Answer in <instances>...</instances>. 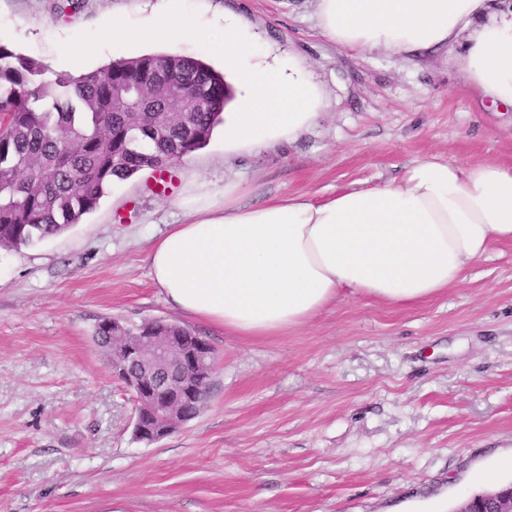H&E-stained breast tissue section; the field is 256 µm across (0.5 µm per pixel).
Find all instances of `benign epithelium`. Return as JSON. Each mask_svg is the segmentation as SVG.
I'll return each mask as SVG.
<instances>
[{"label":"benign epithelium","mask_w":512,"mask_h":512,"mask_svg":"<svg viewBox=\"0 0 512 512\" xmlns=\"http://www.w3.org/2000/svg\"><path fill=\"white\" fill-rule=\"evenodd\" d=\"M112 341L113 375L132 384L137 402L154 421L149 429L136 417L142 437H165L183 424L186 405L206 399L215 350L202 337L171 336L167 321L156 319L146 322L140 335L114 336ZM458 512H512V484L464 502Z\"/></svg>","instance_id":"obj_1"}]
</instances>
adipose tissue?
<instances>
[{"label": "adipose tissue", "instance_id": "1", "mask_svg": "<svg viewBox=\"0 0 512 512\" xmlns=\"http://www.w3.org/2000/svg\"><path fill=\"white\" fill-rule=\"evenodd\" d=\"M321 35L352 51L459 52L480 97L512 107V5L494 0H317ZM242 21L209 46L239 95L224 137L262 146L297 139L320 116L311 86L253 64ZM183 0H166L144 30L195 35ZM149 249L153 281L177 311L233 336H281L328 307L369 297L396 307L431 300L464 278L493 243L512 240V168L429 157L400 178L316 203L302 196L244 206L224 186L190 198Z\"/></svg>", "mask_w": 512, "mask_h": 512}]
</instances>
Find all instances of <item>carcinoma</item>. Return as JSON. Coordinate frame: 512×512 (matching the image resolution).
Listing matches in <instances>:
<instances>
[{"instance_id":"1","label":"carcinoma","mask_w":512,"mask_h":512,"mask_svg":"<svg viewBox=\"0 0 512 512\" xmlns=\"http://www.w3.org/2000/svg\"><path fill=\"white\" fill-rule=\"evenodd\" d=\"M232 97L224 74L177 54L48 78L0 45V248L79 223L115 181L169 172L208 143Z\"/></svg>"}]
</instances>
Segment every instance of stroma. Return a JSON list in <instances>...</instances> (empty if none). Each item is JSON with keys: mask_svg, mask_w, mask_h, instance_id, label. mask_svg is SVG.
I'll list each match as a JSON object with an SVG mask.
<instances>
[{"mask_svg": "<svg viewBox=\"0 0 512 512\" xmlns=\"http://www.w3.org/2000/svg\"><path fill=\"white\" fill-rule=\"evenodd\" d=\"M0 0V45L50 69L93 71L119 58L176 53L214 68L201 40L117 46L163 0ZM208 31L245 23L259 63L292 65L322 103L302 137L262 148L209 143L172 169L110 185L63 233L0 249V512H452L512 471V242L493 245L462 282L411 307L342 302L283 336L242 339L169 306L150 243L201 187L236 183L240 204L402 175L439 156L512 167V108L470 87L456 58L357 53L323 38L316 0H186ZM74 56L61 51L72 43ZM105 317L189 327L217 353L207 400L162 439L134 440L135 400L93 339Z\"/></svg>", "mask_w": 512, "mask_h": 512, "instance_id": "35a3bbf8", "label": "stroma"}]
</instances>
